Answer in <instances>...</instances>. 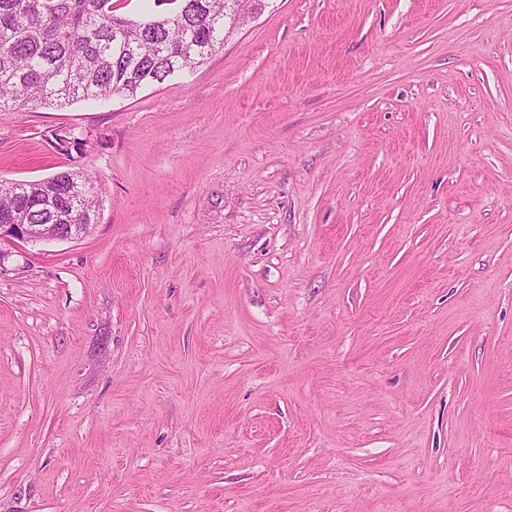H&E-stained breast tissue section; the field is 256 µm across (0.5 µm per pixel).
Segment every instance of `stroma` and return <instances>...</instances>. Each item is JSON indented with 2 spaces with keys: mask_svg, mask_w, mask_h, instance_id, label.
Instances as JSON below:
<instances>
[{
  "mask_svg": "<svg viewBox=\"0 0 512 512\" xmlns=\"http://www.w3.org/2000/svg\"><path fill=\"white\" fill-rule=\"evenodd\" d=\"M0 512H512V0H268L193 71L0 109ZM37 183H4L0 194V242L78 239L98 223L99 187L82 168L63 170Z\"/></svg>",
  "mask_w": 512,
  "mask_h": 512,
  "instance_id": "stroma-1",
  "label": "stroma"
}]
</instances>
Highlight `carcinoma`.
<instances>
[{
  "mask_svg": "<svg viewBox=\"0 0 512 512\" xmlns=\"http://www.w3.org/2000/svg\"><path fill=\"white\" fill-rule=\"evenodd\" d=\"M170 9L141 19L112 0H0V108L65 107L190 72L234 32L227 0H154ZM99 187L82 168L0 189L3 224H96Z\"/></svg>",
  "mask_w": 512,
  "mask_h": 512,
  "instance_id": "1",
  "label": "carcinoma"
}]
</instances>
